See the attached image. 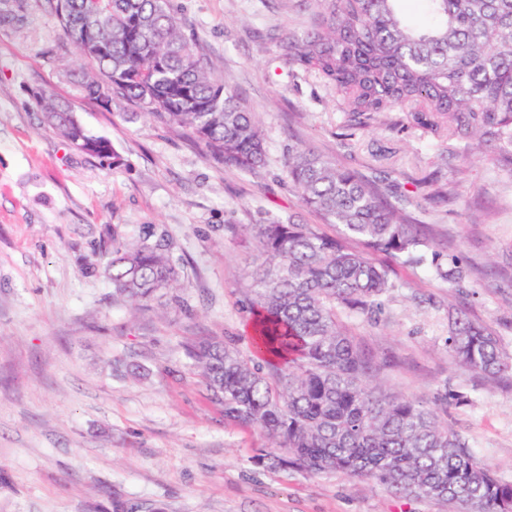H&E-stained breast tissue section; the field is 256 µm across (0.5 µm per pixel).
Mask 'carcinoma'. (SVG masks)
Instances as JSON below:
<instances>
[{
    "label": "carcinoma",
    "instance_id": "obj_1",
    "mask_svg": "<svg viewBox=\"0 0 512 512\" xmlns=\"http://www.w3.org/2000/svg\"><path fill=\"white\" fill-rule=\"evenodd\" d=\"M0 21L19 24L26 0H9ZM313 27L288 41V63L319 79L349 126L390 124L401 111L423 133L477 141L512 173V0H316ZM64 45L84 60L69 71L77 93L125 118L179 128L255 174L267 163L262 129L224 82L174 0H52ZM45 124L75 151L121 165L110 141L71 121L70 100L39 88ZM288 184L340 237L268 219L249 228L259 247L251 271L256 355L222 342L188 347L224 417L260 429L277 451L254 462L274 472L367 477L387 492L446 512H512V483L482 465L461 433L426 403L386 389L379 367L343 330L338 311L373 313L395 288L366 249L421 264L429 241L373 183L308 148L288 154ZM104 274L113 294L145 305L180 288L165 235L135 243L112 233ZM452 361L494 381L512 374V354L490 327L448 308Z\"/></svg>",
    "mask_w": 512,
    "mask_h": 512
}]
</instances>
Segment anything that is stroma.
Returning <instances> with one entry per match:
<instances>
[{
    "mask_svg": "<svg viewBox=\"0 0 512 512\" xmlns=\"http://www.w3.org/2000/svg\"><path fill=\"white\" fill-rule=\"evenodd\" d=\"M175 2L259 121L261 174L225 166L177 128L125 120L122 104L73 98L63 71L80 62L49 0H28L23 25L0 24V512H440L366 478L254 466L268 438L225 419L186 355L204 338L253 354L247 225L292 218L337 236L285 177L297 147L389 179L393 203L430 238V262L375 253L394 291L378 317L339 319L381 364L385 387L436 407L512 482V376L483 380L447 345L448 308L462 305L512 353V174L480 148L421 136L402 112L390 126L350 130L329 89L285 56L315 0ZM39 86L72 98L123 165L74 152L47 129L27 95ZM150 227L168 237L185 287L136 306L113 296L104 249L113 234L133 243ZM453 265L466 273L457 284L441 274Z\"/></svg>",
    "mask_w": 512,
    "mask_h": 512,
    "instance_id": "obj_1",
    "label": "stroma"
}]
</instances>
